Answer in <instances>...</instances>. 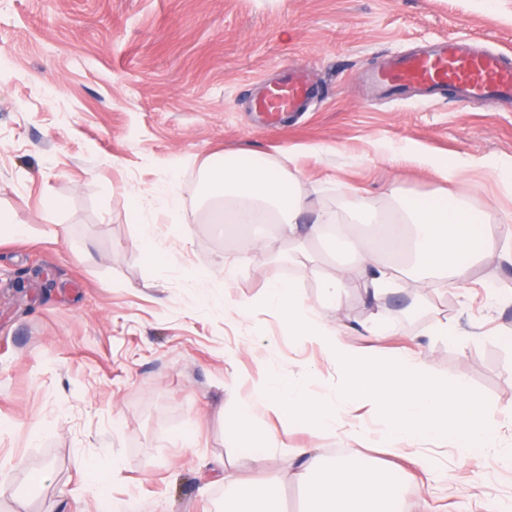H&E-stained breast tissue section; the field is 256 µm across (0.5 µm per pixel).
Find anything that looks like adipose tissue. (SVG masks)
I'll use <instances>...</instances> for the list:
<instances>
[{
    "mask_svg": "<svg viewBox=\"0 0 512 512\" xmlns=\"http://www.w3.org/2000/svg\"><path fill=\"white\" fill-rule=\"evenodd\" d=\"M203 171L202 199L215 204L216 216L228 224L265 225L268 235L256 239L259 247L287 235L289 263H299L307 246L324 239L326 228H333L351 255L350 263L322 285L324 303L336 310L343 305V288L353 269L370 285L374 300L393 292L396 275L387 262L390 248L404 253L405 276L445 293L467 282L474 264L504 256L500 241L512 231V218L492 210L474 213L455 193L431 199L395 196L379 211L358 204V223L378 225L384 239L380 245L366 243L353 237L348 219L329 208L318 209L312 224L300 226L308 204L299 179L264 155H228L223 164L205 163ZM264 304L281 316L288 335L313 339L342 374L344 384L328 401L309 391L305 380L268 377L257 399L239 404L232 419L237 434L260 435L255 409L270 403L278 408L284 431L264 436L265 444L286 447V430L299 420L312 423L315 434L340 430L346 440L356 442L363 428L346 423L345 417L350 407L361 404L385 421L376 435L385 453L400 454L402 445L413 440H445L463 458L490 453L512 462V448L502 447L497 424L477 407L465 375L449 382L436 377L422 359L351 346L343 324L325 321L316 307L306 303L295 280L271 278ZM291 455L300 466L308 512H400V489L390 472L359 458L324 461L307 448L292 449ZM224 512H281L276 481L245 483L225 474Z\"/></svg>",
    "mask_w": 512,
    "mask_h": 512,
    "instance_id": "adipose-tissue-1",
    "label": "adipose tissue"
}]
</instances>
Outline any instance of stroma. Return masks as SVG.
Wrapping results in <instances>:
<instances>
[{"instance_id":"35a3bbf8","label":"stroma","mask_w":512,"mask_h":512,"mask_svg":"<svg viewBox=\"0 0 512 512\" xmlns=\"http://www.w3.org/2000/svg\"><path fill=\"white\" fill-rule=\"evenodd\" d=\"M446 36L512 57V0H0V214L26 230L0 239V512H101L102 500L130 498L139 512H220L228 470L277 474L282 512H302L295 465L275 447L257 459L229 421L268 374L327 398L342 377L263 306L270 275L288 266L249 236L225 237L200 204V167L215 153L292 161L313 207L336 209L351 194H440L437 166L461 163L470 209L512 213V192L467 166L512 164V107L449 93L398 101L365 76ZM300 67L317 89L307 111L259 126L265 85ZM397 146L432 166L390 160ZM140 199L153 202L141 221ZM146 221L172 262L142 245ZM239 253L247 262L225 284ZM346 258L335 240L314 246L299 272L308 303ZM186 267L207 272L212 301ZM228 294L246 310L225 307ZM376 311L395 330L387 348L439 378L465 375L512 441V263L482 262L448 296L404 281L380 304L355 274L342 311L321 314L366 348ZM446 319L462 337L434 335ZM288 443L389 468L408 512H512V467L490 454L421 441L428 474L412 455L304 427ZM93 477L105 497L86 492Z\"/></svg>"}]
</instances>
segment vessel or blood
<instances>
[{
  "label": "vessel or blood",
  "mask_w": 512,
  "mask_h": 512,
  "mask_svg": "<svg viewBox=\"0 0 512 512\" xmlns=\"http://www.w3.org/2000/svg\"><path fill=\"white\" fill-rule=\"evenodd\" d=\"M369 79L395 97L429 98L450 90L459 99L512 103V61L500 52L481 50L456 38L445 37L418 51L391 56ZM313 93L308 75L292 69L280 82L266 86L255 109L267 121L280 122L286 113L300 110Z\"/></svg>",
  "instance_id": "obj_1"
}]
</instances>
